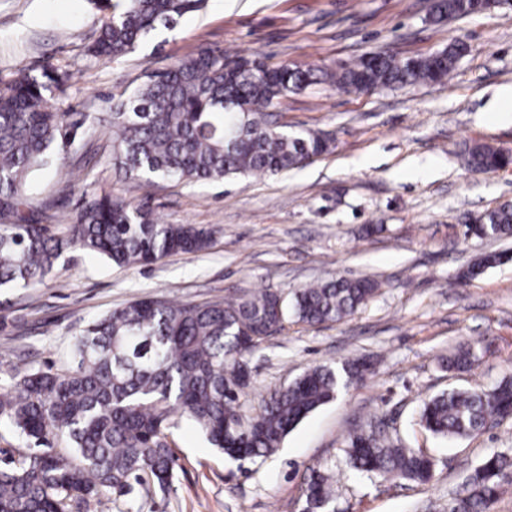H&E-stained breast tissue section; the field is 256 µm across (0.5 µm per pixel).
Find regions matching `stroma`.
Instances as JSON below:
<instances>
[{"label": "stroma", "instance_id": "35a3bbf8", "mask_svg": "<svg viewBox=\"0 0 512 512\" xmlns=\"http://www.w3.org/2000/svg\"><path fill=\"white\" fill-rule=\"evenodd\" d=\"M431 0H202L173 25H156L136 50L114 61L88 46L105 17L98 0H0V80L25 68L67 70L65 93L49 104L89 121L75 149L37 177L35 206L53 203L50 231L70 223L81 171L113 196L147 204L166 224L215 228L203 253H175L138 266L71 253L43 283L0 290V385L20 368L64 371L74 336L112 309L144 297L191 303L272 288L285 295L333 276L376 280L374 297L353 316L286 323L251 357L242 398L254 415L261 394L306 368L341 366L373 356L367 380L310 414L279 452L258 463L231 462L187 420L172 430L176 475L148 501L116 493L84 512H303L308 466L334 462L345 438L374 415L390 420L409 447L437 463L429 485L396 486L351 474L337 478L336 512H444L449 497L488 454L512 452V417L463 439L433 436L417 423L422 400L451 388L490 386L512 375V261L457 285L459 269L481 254L512 251V238L464 236L472 217L512 202V168L476 173L462 167L466 148L512 150V113L490 116L500 87H512V11L497 9L451 22L429 19ZM468 53L447 82L383 94L346 93L326 84L289 95L272 113L295 132L321 130L332 149L302 168L186 184L145 186L112 164V134L100 127L113 100L202 47L267 62L325 68L384 49L402 56L442 49L449 37ZM473 342L471 369L442 361Z\"/></svg>", "mask_w": 512, "mask_h": 512}]
</instances>
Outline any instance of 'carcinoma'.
I'll use <instances>...</instances> for the list:
<instances>
[{
    "mask_svg": "<svg viewBox=\"0 0 512 512\" xmlns=\"http://www.w3.org/2000/svg\"><path fill=\"white\" fill-rule=\"evenodd\" d=\"M477 0H435L439 23L477 13ZM199 0H104L110 15L89 46L91 56L116 61L132 52L155 25L175 22ZM467 46H448L416 58L371 53L334 69L270 65L260 57H232L202 47L156 72L113 106L112 160L126 174L193 183L236 175L276 174L307 164L331 147L324 133L289 134L268 120L280 100L315 83L345 92L381 93L449 78ZM68 71L20 72L0 82V288H26L52 275L68 252L99 254L117 266L156 262L172 253L207 250L214 231L203 225L163 224L151 209L115 198L102 188L84 200L74 223L52 234L31 206L34 179L72 147L87 117L55 112L47 94L64 90ZM472 172L512 162L509 152L475 144L461 155ZM466 235L512 237V203L479 216ZM509 260L485 254L457 275L467 283ZM378 290L369 277L338 276L311 283L288 298L271 288L215 304L144 298L103 315L74 337L72 371L16 373L0 392V419L9 421L32 452L0 467V512H81L89 500L113 491L146 499L171 484L176 460L167 441L176 417L193 421L208 443L236 461H265L309 414L341 389L366 380L370 363L316 365L286 386L268 390L253 417L241 413L250 385V356L284 328L288 316L309 325L338 322ZM473 344L448 355L450 371L470 369ZM512 414V377L487 388L451 390L424 400L420 425L446 438L470 437L488 422ZM59 436L71 448H53ZM348 470L399 485L428 484L436 462L399 444L374 418L351 433L334 465L312 466L306 478L309 512H330L336 472ZM512 476V456L493 452L466 477L464 493L448 512H493Z\"/></svg>",
    "mask_w": 512,
    "mask_h": 512,
    "instance_id": "1",
    "label": "carcinoma"
}]
</instances>
